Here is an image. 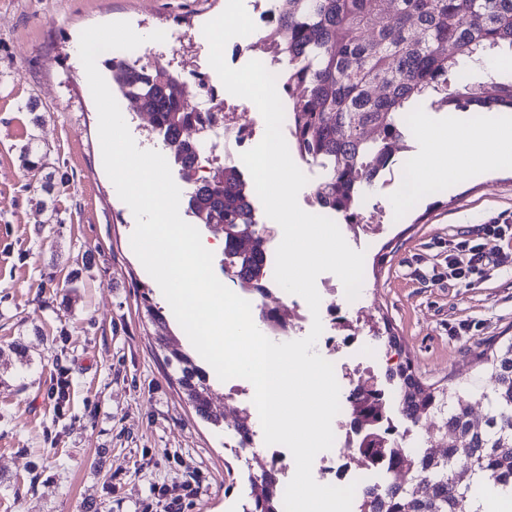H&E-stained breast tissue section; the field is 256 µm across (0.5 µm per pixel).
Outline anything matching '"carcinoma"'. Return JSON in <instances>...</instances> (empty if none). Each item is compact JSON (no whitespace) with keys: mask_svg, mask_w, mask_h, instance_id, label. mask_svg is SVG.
<instances>
[{"mask_svg":"<svg viewBox=\"0 0 512 512\" xmlns=\"http://www.w3.org/2000/svg\"><path fill=\"white\" fill-rule=\"evenodd\" d=\"M267 12L274 23L260 41L278 66L295 151L321 168L317 205L348 224L372 222L369 198L394 164L415 113L445 106L512 110V76L496 66L483 69L493 88L488 95L467 75L492 52L512 50V0H270ZM109 67L123 97L146 102L154 135L182 178L193 182L187 212L224 232L229 279L259 288L267 270L255 197L235 166L220 169L219 182L194 177L198 141L183 136L194 115L182 104L177 74L158 61L112 60ZM261 317L272 334L286 327L275 310ZM173 340L158 338L170 350L166 361L179 368V386L198 417L221 425V415L211 410L215 388L209 372L181 347L170 346ZM483 362L494 385L480 395L490 407L481 426L473 423L458 389L426 388L408 364L388 374L397 381L404 418L415 423L424 414L440 416L436 438L444 444L442 454L395 446L382 393L353 392V423L365 431L359 454L395 472L394 482L364 493L359 512H473L476 499L512 494V339ZM235 431L247 449L249 415L239 417ZM248 480L251 492L242 512H283L278 471L263 467Z\"/></svg>","mask_w":512,"mask_h":512,"instance_id":"cac0c4a2","label":"carcinoma"}]
</instances>
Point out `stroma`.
Segmentation results:
<instances>
[{
	"label": "stroma",
	"mask_w": 512,
	"mask_h": 512,
	"mask_svg": "<svg viewBox=\"0 0 512 512\" xmlns=\"http://www.w3.org/2000/svg\"><path fill=\"white\" fill-rule=\"evenodd\" d=\"M224 3L0 0V512H240L257 463L228 448L230 427L195 414L157 343L191 346L132 250L135 218L104 169L78 55L84 29L119 19L145 36L142 62L209 69L202 28ZM157 30L168 41H151ZM32 143L43 169L25 165ZM405 181L395 169L369 201L361 357L380 381L407 362L427 385L491 389L479 358L512 337V258L491 247L458 279L448 255L485 225H512V170L463 171L398 207Z\"/></svg>",
	"instance_id": "1"
}]
</instances>
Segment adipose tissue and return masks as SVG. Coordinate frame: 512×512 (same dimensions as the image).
Segmentation results:
<instances>
[{
  "label": "adipose tissue",
  "mask_w": 512,
  "mask_h": 512,
  "mask_svg": "<svg viewBox=\"0 0 512 512\" xmlns=\"http://www.w3.org/2000/svg\"><path fill=\"white\" fill-rule=\"evenodd\" d=\"M422 135L426 149L417 162L410 191H418L432 179H451L463 169L487 172L512 167L511 124L472 125L427 118Z\"/></svg>",
  "instance_id": "ef3b65f1"
}]
</instances>
